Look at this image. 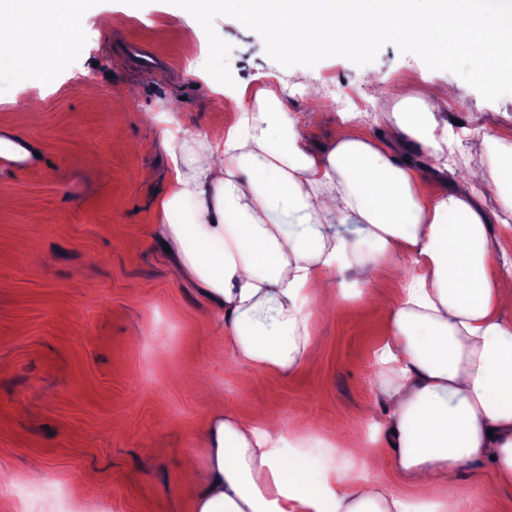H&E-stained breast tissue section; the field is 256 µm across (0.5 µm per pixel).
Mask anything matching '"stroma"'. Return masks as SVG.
Returning <instances> with one entry per match:
<instances>
[{"label":"stroma","instance_id":"stroma-1","mask_svg":"<svg viewBox=\"0 0 512 512\" xmlns=\"http://www.w3.org/2000/svg\"><path fill=\"white\" fill-rule=\"evenodd\" d=\"M112 15L123 25L103 30L101 17ZM192 22L168 0H87L83 45L47 61L54 82L43 95L13 93L10 78L0 79V93L15 97L0 104V135L38 152L22 165L0 162V501L16 512H191L205 475L185 473L182 461L204 456L197 431L217 410L274 414L288 438L305 414L317 461L414 500L384 459L323 448L383 415L375 370L391 332L387 309L339 299L316 319L315 362L279 374L237 361L223 317L193 282L169 275L153 207L168 162L142 144L172 122L209 132L215 116H236L227 96L184 67L200 49L186 36ZM214 28L231 46L236 84L281 83L317 142L331 141L345 119L335 90L365 98L372 110L363 119L379 134L393 105L388 88L421 80L455 88L443 115L449 136L512 132V94L485 101L395 45L364 66L332 57L286 68L234 18L217 17ZM315 85L325 99L317 112L307 103ZM118 94L126 111L113 108ZM435 496L458 512H512V490L485 462Z\"/></svg>","mask_w":512,"mask_h":512}]
</instances>
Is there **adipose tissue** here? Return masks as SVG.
<instances>
[{
    "label": "adipose tissue",
    "instance_id": "adipose-tissue-1",
    "mask_svg": "<svg viewBox=\"0 0 512 512\" xmlns=\"http://www.w3.org/2000/svg\"><path fill=\"white\" fill-rule=\"evenodd\" d=\"M85 0H5L0 74L27 81L43 56L79 47ZM453 90L406 92L384 136L345 122L328 144L294 116L279 84L241 89L234 123L213 134L164 131L172 168L156 197L159 239L173 272L193 279L225 319L238 361L290 373L311 364L317 312L334 307L331 273L369 280L392 265L404 287L386 306L391 334L377 384L386 414L383 452L428 512L437 488L492 458L512 488V278L500 271L493 227L512 217V133H470L448 161L440 117ZM420 147L427 166L396 158ZM450 172L429 197L427 171ZM497 200L483 208L484 192ZM357 225L356 237L340 228ZM203 469L192 512H409L349 469L315 470L288 454L278 423L232 413L198 433Z\"/></svg>",
    "mask_w": 512,
    "mask_h": 512
}]
</instances>
